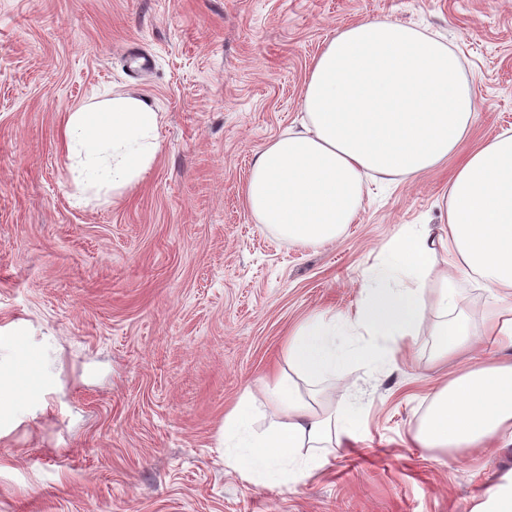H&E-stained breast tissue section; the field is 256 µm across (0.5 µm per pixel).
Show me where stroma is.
Here are the masks:
<instances>
[{
    "instance_id": "obj_1",
    "label": "stroma",
    "mask_w": 512,
    "mask_h": 512,
    "mask_svg": "<svg viewBox=\"0 0 512 512\" xmlns=\"http://www.w3.org/2000/svg\"><path fill=\"white\" fill-rule=\"evenodd\" d=\"M370 19L458 53L477 102L462 153L512 131V0H0V361L45 359L49 405L0 431V512H479L512 477V447L459 459L410 437L445 372L432 305L397 369L296 379L361 417L316 473L257 486L215 446L292 330L352 314L394 239L447 221L454 158L368 179L321 247L244 205L257 152L301 124L314 56ZM126 92L158 112L161 150L123 195L81 199L64 120Z\"/></svg>"
}]
</instances>
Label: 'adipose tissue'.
I'll use <instances>...</instances> for the list:
<instances>
[{
    "label": "adipose tissue",
    "instance_id": "1",
    "mask_svg": "<svg viewBox=\"0 0 512 512\" xmlns=\"http://www.w3.org/2000/svg\"><path fill=\"white\" fill-rule=\"evenodd\" d=\"M302 110L301 129L258 153L244 202L289 245L316 247L354 222L367 177L415 176L455 154L476 101L444 42L393 21L364 20L337 32L315 58ZM157 126V112L133 93L69 112L62 137L72 183L122 195L151 167ZM446 211L439 230L423 224L391 243L367 301L352 315L315 320L290 335L289 374L268 377L260 392L245 390L225 413L216 446L226 463L268 487L318 470L325 449L347 446L359 422L345 406L307 401L291 374L332 384L339 368L366 352L389 369L396 353L415 345L429 300L455 311L438 333L448 354L466 359L435 389L413 440L461 455L512 446V134L458 163ZM472 288L491 302L478 325L463 313ZM348 332L371 337V350L338 345ZM39 395L36 374L0 364V416Z\"/></svg>",
    "mask_w": 512,
    "mask_h": 512
}]
</instances>
